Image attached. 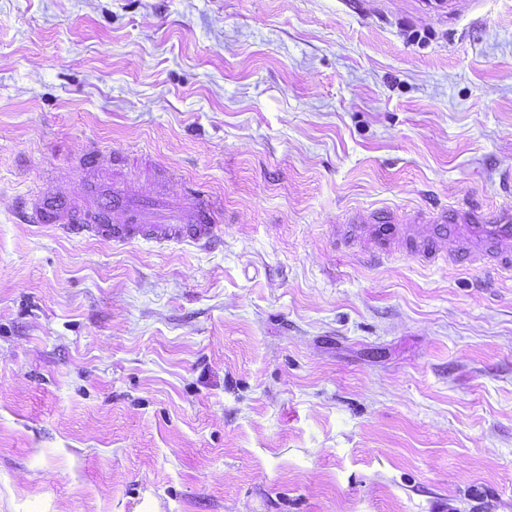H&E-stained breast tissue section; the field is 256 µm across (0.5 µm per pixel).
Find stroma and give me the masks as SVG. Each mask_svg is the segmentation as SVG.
Instances as JSON below:
<instances>
[{
  "label": "stroma",
  "mask_w": 512,
  "mask_h": 512,
  "mask_svg": "<svg viewBox=\"0 0 512 512\" xmlns=\"http://www.w3.org/2000/svg\"><path fill=\"white\" fill-rule=\"evenodd\" d=\"M211 248L18 223L88 145ZM512 211V0H0V512H512V280L334 243ZM120 159L128 177H134L139 173L157 174V162L143 151H126L124 155H120Z\"/></svg>",
  "instance_id": "35a3bbf8"
}]
</instances>
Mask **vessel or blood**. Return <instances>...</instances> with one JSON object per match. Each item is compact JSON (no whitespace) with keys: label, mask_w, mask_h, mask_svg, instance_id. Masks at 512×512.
Here are the masks:
<instances>
[{"label":"vessel or blood","mask_w":512,"mask_h":512,"mask_svg":"<svg viewBox=\"0 0 512 512\" xmlns=\"http://www.w3.org/2000/svg\"><path fill=\"white\" fill-rule=\"evenodd\" d=\"M78 163L93 173L111 172V186L104 189L89 182L79 201L43 192L30 194L21 205L28 222L55 225L69 237L116 244L143 240L208 247L215 242L224 205L204 183L189 182L182 198L171 202L159 194L142 195L130 183L131 176L156 171L157 163L149 154L128 151L119 156L93 145ZM424 222L426 229L421 232L400 223L398 215L387 210L356 212L338 225L335 235L362 244L371 261L403 248L428 263L476 265L512 277V211L443 206L426 210Z\"/></svg>","instance_id":"1"}]
</instances>
